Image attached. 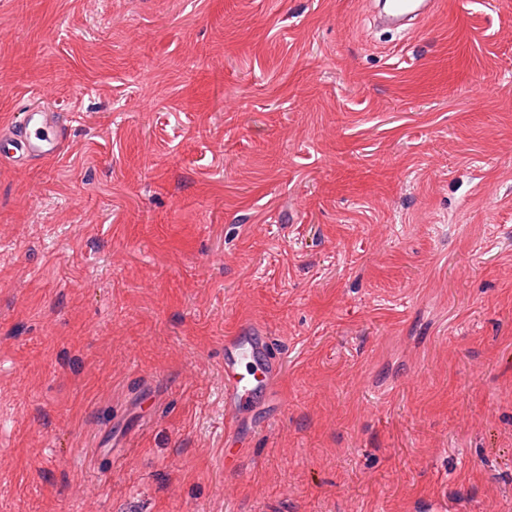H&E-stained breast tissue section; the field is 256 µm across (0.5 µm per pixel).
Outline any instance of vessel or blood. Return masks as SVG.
<instances>
[{
    "label": "vessel or blood",
    "mask_w": 512,
    "mask_h": 512,
    "mask_svg": "<svg viewBox=\"0 0 512 512\" xmlns=\"http://www.w3.org/2000/svg\"><path fill=\"white\" fill-rule=\"evenodd\" d=\"M434 0H379L374 20L379 27L398 29L411 21L425 19L434 12ZM64 130L48 113L25 112L10 135L0 138V159L14 162L45 160L57 157L63 147ZM268 337L251 330H237L224 340V418L238 425L243 411L255 391L274 386L279 363L270 356ZM248 372H240L241 363Z\"/></svg>",
    "instance_id": "1"
}]
</instances>
